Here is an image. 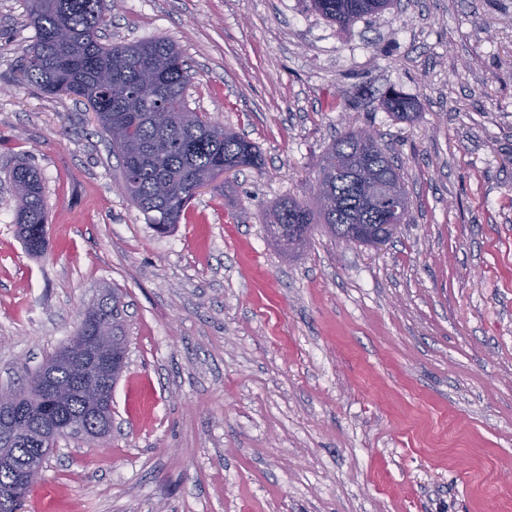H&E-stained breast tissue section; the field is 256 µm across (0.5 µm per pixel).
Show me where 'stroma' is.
<instances>
[{
	"label": "stroma",
	"instance_id": "35a3bbf8",
	"mask_svg": "<svg viewBox=\"0 0 512 512\" xmlns=\"http://www.w3.org/2000/svg\"><path fill=\"white\" fill-rule=\"evenodd\" d=\"M33 34L0 0V387L107 289L129 358L110 435L58 440L21 512H512V0H397L345 32L307 0H112L105 42L174 41L190 108L264 157L164 235L87 104L17 81ZM390 88L416 120L380 108ZM350 126L397 160L408 217L380 248L318 230L284 259L264 210L310 201ZM22 159L37 258L5 178ZM15 198V224L25 251L40 256L35 248L42 240L47 223L44 184L38 170L28 162L16 163L8 173Z\"/></svg>",
	"mask_w": 512,
	"mask_h": 512
}]
</instances>
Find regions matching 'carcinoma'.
I'll use <instances>...</instances> for the list:
<instances>
[{
  "label": "carcinoma",
  "mask_w": 512,
  "mask_h": 512,
  "mask_svg": "<svg viewBox=\"0 0 512 512\" xmlns=\"http://www.w3.org/2000/svg\"><path fill=\"white\" fill-rule=\"evenodd\" d=\"M395 0H309V7L341 29L382 13ZM28 24L35 34L22 48L18 72L22 80L48 96L74 95L95 114L101 132L119 160L122 179L132 183L128 201L159 233L175 228L185 216L196 188L216 184L224 164L263 173L257 146L231 129L192 111L187 91L194 73L176 43L156 38L123 44L102 43L108 0H25ZM391 117L410 120L418 104L391 91L383 100ZM364 129L345 131L332 145L317 182L325 187L307 204L285 197L265 209V224H309L333 237L367 245L355 225L367 224L378 233L382 220L369 207L370 184L380 182L405 190L404 177L377 143L368 150ZM15 198V224L25 251L39 255L47 223L44 184L28 162L16 163L8 173ZM122 296L107 294L103 318L120 317ZM74 420L91 424L84 399L74 392L63 406ZM32 440L20 437L10 449L12 465L0 469V497L12 490L15 471L34 451Z\"/></svg>",
  "instance_id": "cac0c4a2"
}]
</instances>
